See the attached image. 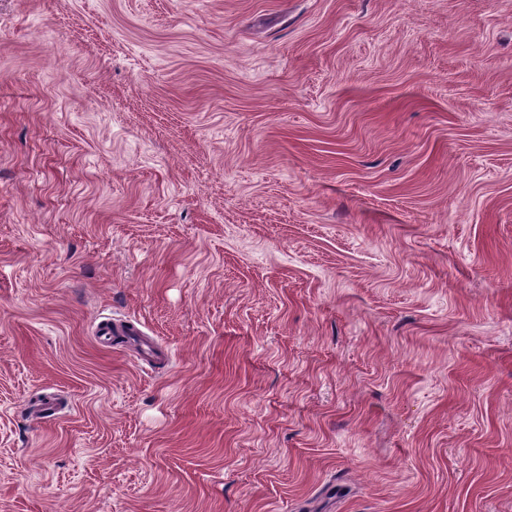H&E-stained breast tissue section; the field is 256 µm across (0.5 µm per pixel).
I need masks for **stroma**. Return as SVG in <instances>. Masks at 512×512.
<instances>
[{
    "instance_id": "35a3bbf8",
    "label": "stroma",
    "mask_w": 512,
    "mask_h": 512,
    "mask_svg": "<svg viewBox=\"0 0 512 512\" xmlns=\"http://www.w3.org/2000/svg\"><path fill=\"white\" fill-rule=\"evenodd\" d=\"M0 512H512V0H0Z\"/></svg>"
}]
</instances>
